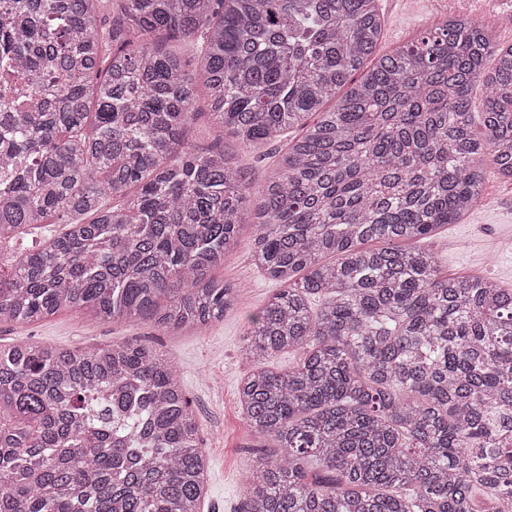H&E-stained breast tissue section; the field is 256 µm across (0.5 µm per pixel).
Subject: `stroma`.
Segmentation results:
<instances>
[{
	"label": "stroma",
	"instance_id": "1",
	"mask_svg": "<svg viewBox=\"0 0 512 512\" xmlns=\"http://www.w3.org/2000/svg\"><path fill=\"white\" fill-rule=\"evenodd\" d=\"M385 19L381 52L415 39L448 10L496 28L500 42L512 44V29L488 15L484 0H379ZM196 115L186 130L189 142L202 148L219 146L238 156L253 183H262L284 145L275 142L261 152L241 150L234 137L211 123L205 98H197ZM242 244L224 257L217 279L238 288L241 305L199 333L158 332L150 320L89 323L84 312L67 310L35 323H0V344L32 342L62 349L93 350L112 343L140 342L159 347L174 362L199 438L210 460L208 493L201 512H241L244 479L250 463L269 447L267 438L250 433L237 403V388L252 369L242 353L250 313L261 307L278 284L253 265L251 226L240 231ZM423 245L448 276H484L512 288V184L490 180L486 199L469 217L446 225Z\"/></svg>",
	"mask_w": 512,
	"mask_h": 512
}]
</instances>
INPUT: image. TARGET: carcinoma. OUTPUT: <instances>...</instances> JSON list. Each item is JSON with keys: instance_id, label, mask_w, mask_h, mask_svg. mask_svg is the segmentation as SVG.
Masks as SVG:
<instances>
[{"instance_id": "cac0c4a2", "label": "carcinoma", "mask_w": 512, "mask_h": 512, "mask_svg": "<svg viewBox=\"0 0 512 512\" xmlns=\"http://www.w3.org/2000/svg\"><path fill=\"white\" fill-rule=\"evenodd\" d=\"M382 35L376 0H0V251L66 218L0 265V322L200 332L238 307L209 273L252 225L282 288L244 355L300 358L238 387L276 445L242 512H512V289L420 246L512 181V44L466 17ZM196 70L245 147L302 131L263 183L186 140ZM204 458L163 351L0 345V512H200Z\"/></svg>"}]
</instances>
